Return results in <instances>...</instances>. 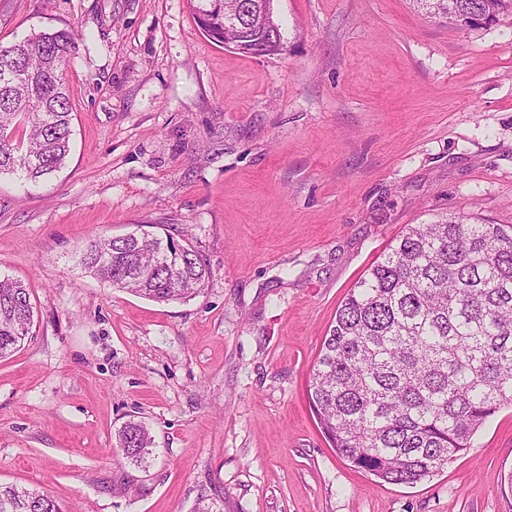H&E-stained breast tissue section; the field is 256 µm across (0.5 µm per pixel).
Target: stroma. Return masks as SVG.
I'll return each mask as SVG.
<instances>
[{"instance_id": "stroma-1", "label": "stroma", "mask_w": 512, "mask_h": 512, "mask_svg": "<svg viewBox=\"0 0 512 512\" xmlns=\"http://www.w3.org/2000/svg\"><path fill=\"white\" fill-rule=\"evenodd\" d=\"M284 48L213 43L186 0H0V45L81 34L64 168L0 177V276L30 335L0 358V483L61 512H512V408L416 485L351 467L308 383L336 310L406 225L512 224V24L410 0H273ZM211 269L158 304L89 276L136 228ZM143 422L142 464L116 443Z\"/></svg>"}]
</instances>
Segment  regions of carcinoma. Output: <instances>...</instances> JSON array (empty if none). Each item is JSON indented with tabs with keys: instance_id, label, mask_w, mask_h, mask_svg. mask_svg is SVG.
<instances>
[{
	"instance_id": "cac0c4a2",
	"label": "carcinoma",
	"mask_w": 512,
	"mask_h": 512,
	"mask_svg": "<svg viewBox=\"0 0 512 512\" xmlns=\"http://www.w3.org/2000/svg\"><path fill=\"white\" fill-rule=\"evenodd\" d=\"M272 0H187L193 19L224 42V12H240L235 51L277 53ZM417 9L466 27L512 23V0H412ZM78 46L69 30L34 31L0 46V175L37 181L65 163L71 103L63 66ZM112 287L163 303L200 293L211 270L192 248L142 231L98 238L78 258ZM27 287L0 277V358L29 335ZM322 433L353 467L393 484H416L473 445L485 421L512 407V225L471 222L464 207L409 224L350 290L323 340L310 384ZM126 459L151 453L146 426L118 432ZM0 512H59L49 495L0 485Z\"/></svg>"
}]
</instances>
